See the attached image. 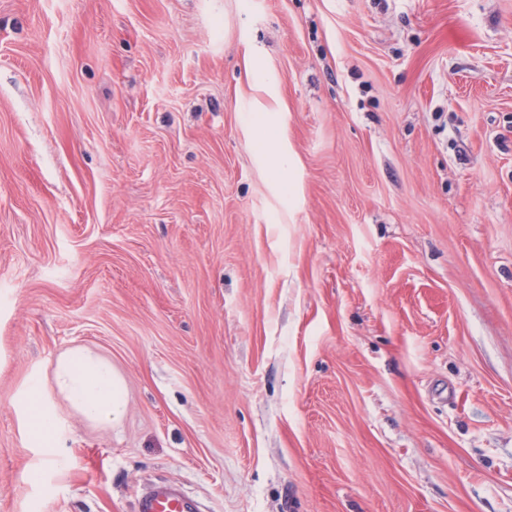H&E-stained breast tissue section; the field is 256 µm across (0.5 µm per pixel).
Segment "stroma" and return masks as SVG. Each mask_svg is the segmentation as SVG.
I'll list each match as a JSON object with an SVG mask.
<instances>
[{"mask_svg":"<svg viewBox=\"0 0 512 512\" xmlns=\"http://www.w3.org/2000/svg\"><path fill=\"white\" fill-rule=\"evenodd\" d=\"M84 344L128 409L41 465ZM512 512V0H0V512ZM15 408L25 438L42 448L44 462L57 469L62 465L57 448L67 431V415L77 414L92 427L112 428L126 414L124 381L111 359L77 345L57 357L50 375H30ZM139 512H198L195 499L170 485H158L141 496Z\"/></svg>","mask_w":512,"mask_h":512,"instance_id":"35a3bbf8","label":"stroma"}]
</instances>
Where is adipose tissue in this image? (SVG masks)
<instances>
[{
	"label": "adipose tissue",
	"mask_w": 512,
	"mask_h": 512,
	"mask_svg": "<svg viewBox=\"0 0 512 512\" xmlns=\"http://www.w3.org/2000/svg\"><path fill=\"white\" fill-rule=\"evenodd\" d=\"M15 408L25 438L42 448L45 463L56 469L62 464L58 448L68 415L77 414L96 428L120 423L127 409L124 381L111 359L77 345L57 357L50 374L30 375Z\"/></svg>",
	"instance_id": "ef3b65f1"
}]
</instances>
